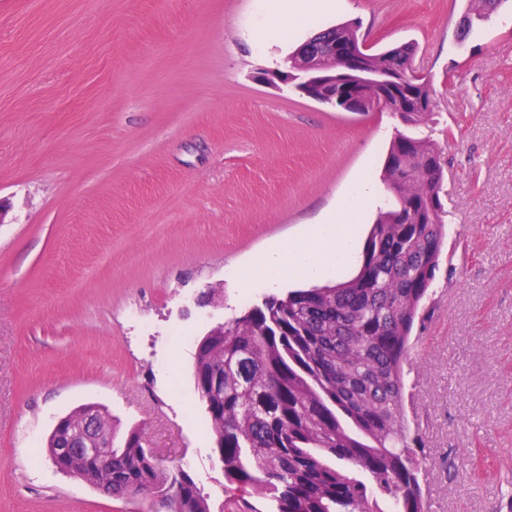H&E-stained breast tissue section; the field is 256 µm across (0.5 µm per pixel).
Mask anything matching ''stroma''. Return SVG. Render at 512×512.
Returning <instances> with one entry per match:
<instances>
[{
	"label": "stroma",
	"mask_w": 512,
	"mask_h": 512,
	"mask_svg": "<svg viewBox=\"0 0 512 512\" xmlns=\"http://www.w3.org/2000/svg\"><path fill=\"white\" fill-rule=\"evenodd\" d=\"M262 0H0V512H152L40 450L84 404L186 463L212 512L224 470L194 389L199 337L261 304L231 269L315 223L401 129L259 80L311 32L249 40ZM464 0H343L369 48L417 44L420 135L445 151V248L406 368L429 512H501L512 469V7L458 42ZM178 206L155 231L157 204ZM186 341H177L174 330Z\"/></svg>",
	"instance_id": "obj_1"
}]
</instances>
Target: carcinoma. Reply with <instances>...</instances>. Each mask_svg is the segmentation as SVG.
<instances>
[{
  "instance_id": "cac0c4a2",
  "label": "carcinoma",
  "mask_w": 512,
  "mask_h": 512,
  "mask_svg": "<svg viewBox=\"0 0 512 512\" xmlns=\"http://www.w3.org/2000/svg\"><path fill=\"white\" fill-rule=\"evenodd\" d=\"M509 0H466L461 32ZM356 43L344 23L318 31L306 45L315 63L332 67V41ZM417 46L370 52L367 70L398 82L377 98L378 110L407 126L427 123L435 104L429 80L412 67ZM442 148L398 133L382 179L396 197L377 215L363 259L348 280L270 295L209 329L195 351L194 388L222 453L224 479L239 495L233 512H426L418 434L405 414V366L411 336L445 244ZM220 380L216 393L208 389ZM66 469L115 496H149L166 512H211L207 496L181 465L148 454L131 430L112 449V465L70 462Z\"/></svg>"
}]
</instances>
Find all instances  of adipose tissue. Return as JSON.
<instances>
[{"mask_svg": "<svg viewBox=\"0 0 512 512\" xmlns=\"http://www.w3.org/2000/svg\"><path fill=\"white\" fill-rule=\"evenodd\" d=\"M337 0H270L264 17L252 34L261 44L289 30L314 22L319 9L337 8ZM378 200L375 185L364 178L355 180L320 224L299 239H284L270 245L259 260L238 272L241 283L252 287H277L286 274L297 271L319 278L353 256L354 225Z\"/></svg>", "mask_w": 512, "mask_h": 512, "instance_id": "ef3b65f1", "label": "adipose tissue"}]
</instances>
